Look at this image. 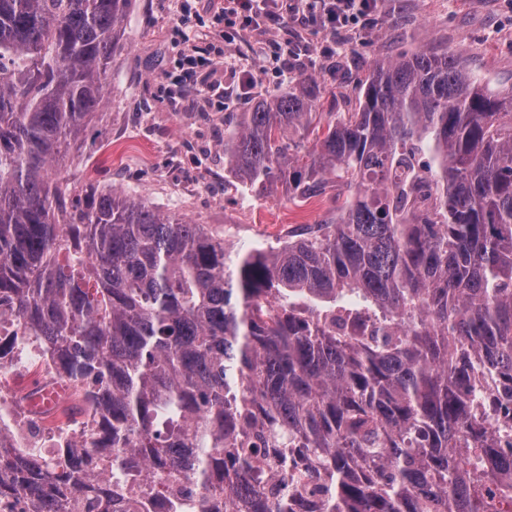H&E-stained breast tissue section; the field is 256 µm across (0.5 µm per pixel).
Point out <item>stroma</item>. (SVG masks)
Returning <instances> with one entry per match:
<instances>
[{"label":"stroma","instance_id":"1","mask_svg":"<svg viewBox=\"0 0 512 512\" xmlns=\"http://www.w3.org/2000/svg\"><path fill=\"white\" fill-rule=\"evenodd\" d=\"M177 17L176 0H135L112 63L111 101L71 144L55 180L137 195L206 225L234 250L276 245L289 228L322 219L334 206L332 194L294 202L281 190L239 207L244 187L224 182V114L169 95L181 40ZM294 31L310 54L288 76L267 70L265 81L284 91L299 75L312 76L321 112L351 111L357 82L375 60L425 47L459 51L490 89H512V0H378L371 16L342 31ZM333 41L336 55L322 54Z\"/></svg>","mask_w":512,"mask_h":512}]
</instances>
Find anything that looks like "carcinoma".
Wrapping results in <instances>:
<instances>
[{"instance_id":"cac0c4a2","label":"carcinoma","mask_w":512,"mask_h":512,"mask_svg":"<svg viewBox=\"0 0 512 512\" xmlns=\"http://www.w3.org/2000/svg\"><path fill=\"white\" fill-rule=\"evenodd\" d=\"M132 0H0V317L95 413L8 448L29 512H512V91L453 52L378 59L350 112L316 82L224 115L257 195L332 217L235 253L51 171L111 95ZM313 136L299 154L284 140ZM147 481L135 491L130 476ZM329 494L306 502L307 482Z\"/></svg>"}]
</instances>
